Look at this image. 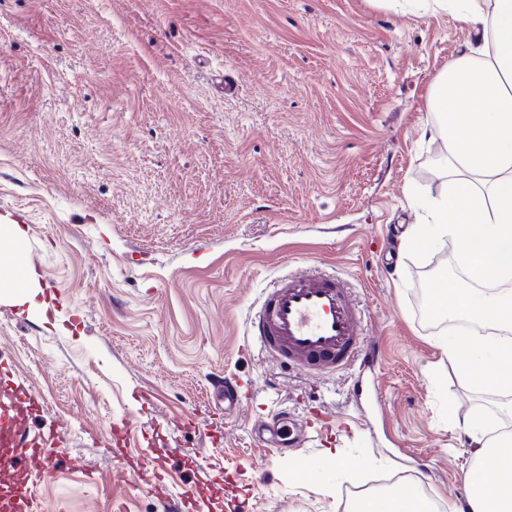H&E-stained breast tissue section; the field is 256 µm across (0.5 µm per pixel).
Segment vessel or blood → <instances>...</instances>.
<instances>
[{"label":"vessel or blood","instance_id":"b4317fda","mask_svg":"<svg viewBox=\"0 0 512 512\" xmlns=\"http://www.w3.org/2000/svg\"><path fill=\"white\" fill-rule=\"evenodd\" d=\"M246 339L280 366L315 377L370 369L383 359L380 345L366 334L364 311L348 280L313 267L288 272L265 291L249 318ZM287 420L284 411L257 420L253 433L265 448L283 451ZM0 444L49 456L48 449L27 440L23 423L5 411L0 412ZM41 509L23 482L0 496V512Z\"/></svg>","mask_w":512,"mask_h":512}]
</instances>
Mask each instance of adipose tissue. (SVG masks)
<instances>
[{
    "instance_id": "adipose-tissue-1",
    "label": "adipose tissue",
    "mask_w": 512,
    "mask_h": 512,
    "mask_svg": "<svg viewBox=\"0 0 512 512\" xmlns=\"http://www.w3.org/2000/svg\"><path fill=\"white\" fill-rule=\"evenodd\" d=\"M375 4L420 14L445 12L471 32L465 51L448 60L429 93L438 115L436 134L446 149L448 188L428 207L424 230L405 239L403 248L445 239L456 244V259L485 289L465 286L438 296V316L467 318L492 328L481 340L441 339L445 358L461 377L507 395L498 406L512 416V0H374ZM0 281L17 302L32 301L38 276L18 254L0 253ZM464 427L478 461L495 480L477 474L466 480V497L455 512H512V445L487 435L484 415L468 417ZM353 512H428L411 488L390 498L368 496Z\"/></svg>"
}]
</instances>
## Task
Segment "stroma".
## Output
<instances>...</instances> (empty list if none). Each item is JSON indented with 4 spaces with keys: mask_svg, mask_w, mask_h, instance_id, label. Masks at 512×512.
Returning a JSON list of instances; mask_svg holds the SVG:
<instances>
[{
    "mask_svg": "<svg viewBox=\"0 0 512 512\" xmlns=\"http://www.w3.org/2000/svg\"><path fill=\"white\" fill-rule=\"evenodd\" d=\"M468 38L372 0H0V221L55 309L0 296V381L40 400L26 427L56 464L12 465L45 512H164L131 468L158 458L184 512H345L387 474L456 506L478 463L459 420L499 397L425 313L430 283L461 282L454 242H399L446 188L422 132ZM311 263L383 346L362 394L244 344L262 289ZM226 376L250 408L225 414ZM280 408L301 444L271 454L251 426Z\"/></svg>",
    "mask_w": 512,
    "mask_h": 512,
    "instance_id": "35a3bbf8",
    "label": "stroma"
}]
</instances>
